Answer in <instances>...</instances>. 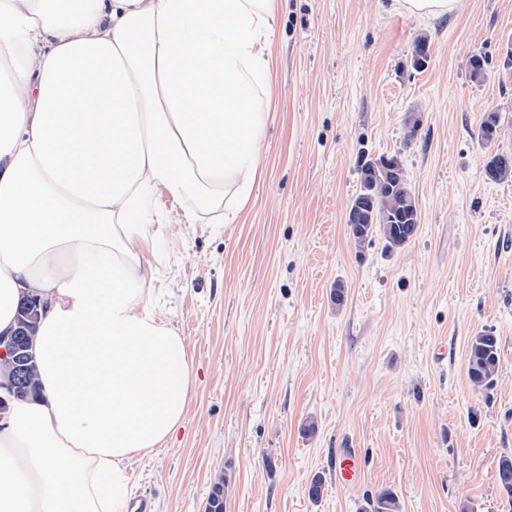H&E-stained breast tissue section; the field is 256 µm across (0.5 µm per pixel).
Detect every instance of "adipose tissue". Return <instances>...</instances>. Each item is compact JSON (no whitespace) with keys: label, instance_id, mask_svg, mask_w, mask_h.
<instances>
[{"label":"adipose tissue","instance_id":"1","mask_svg":"<svg viewBox=\"0 0 512 512\" xmlns=\"http://www.w3.org/2000/svg\"><path fill=\"white\" fill-rule=\"evenodd\" d=\"M277 0H0V334L47 309L0 422V512H124L193 375L149 306L158 207L234 223L261 174Z\"/></svg>","mask_w":512,"mask_h":512}]
</instances>
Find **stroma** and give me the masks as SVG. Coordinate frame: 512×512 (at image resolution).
I'll return each mask as SVG.
<instances>
[{"label": "stroma", "instance_id": "1", "mask_svg": "<svg viewBox=\"0 0 512 512\" xmlns=\"http://www.w3.org/2000/svg\"><path fill=\"white\" fill-rule=\"evenodd\" d=\"M422 33L430 57L416 70ZM511 45L512 0H461L433 20L390 0H278L250 201L232 224H186L181 204L160 202L170 221L150 303L183 337L195 383L175 440L127 466L150 512H204L219 475L224 512H360L385 489L401 512H512L497 480L512 456V181L484 172L488 151L512 154V78L499 74ZM476 52L491 60L480 82ZM490 111L500 134L486 149ZM393 154L417 234L397 251L378 238L357 249L346 218L359 168ZM484 330L500 363L478 390L469 346ZM337 448L361 453L358 484L337 486Z\"/></svg>", "mask_w": 512, "mask_h": 512}]
</instances>
